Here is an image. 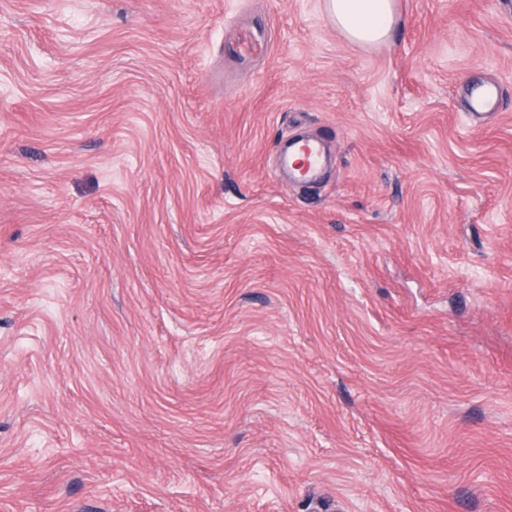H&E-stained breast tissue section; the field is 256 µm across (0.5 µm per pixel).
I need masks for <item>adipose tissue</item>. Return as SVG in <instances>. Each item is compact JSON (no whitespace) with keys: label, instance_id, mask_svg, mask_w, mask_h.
Wrapping results in <instances>:
<instances>
[{"label":"adipose tissue","instance_id":"ef3b65f1","mask_svg":"<svg viewBox=\"0 0 512 512\" xmlns=\"http://www.w3.org/2000/svg\"><path fill=\"white\" fill-rule=\"evenodd\" d=\"M325 8L336 28L359 45L386 42L397 25L396 0H326Z\"/></svg>","mask_w":512,"mask_h":512}]
</instances>
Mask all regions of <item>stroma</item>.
<instances>
[{
    "label": "stroma",
    "instance_id": "1",
    "mask_svg": "<svg viewBox=\"0 0 512 512\" xmlns=\"http://www.w3.org/2000/svg\"><path fill=\"white\" fill-rule=\"evenodd\" d=\"M324 2L0 0V512H512V0ZM325 8L336 28L359 45L386 42L398 22L395 0H326ZM320 149L316 143L307 140H300L288 146V164L295 165V162L302 159L301 167L296 171L304 178H312L320 165Z\"/></svg>",
    "mask_w": 512,
    "mask_h": 512
}]
</instances>
